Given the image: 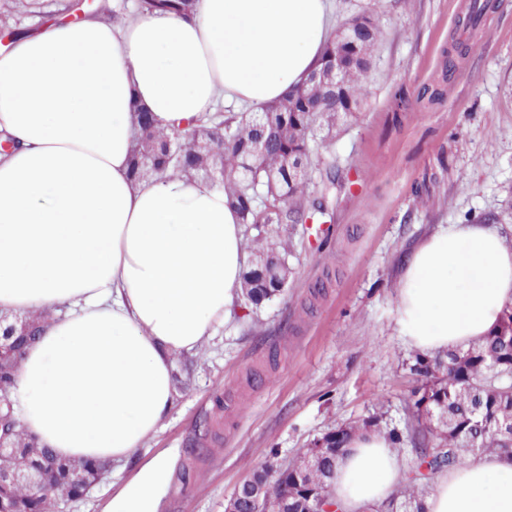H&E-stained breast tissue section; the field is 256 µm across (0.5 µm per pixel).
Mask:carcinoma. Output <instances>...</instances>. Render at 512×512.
Masks as SVG:
<instances>
[{
  "mask_svg": "<svg viewBox=\"0 0 512 512\" xmlns=\"http://www.w3.org/2000/svg\"><path fill=\"white\" fill-rule=\"evenodd\" d=\"M32 2L29 14L46 24L79 16L111 21L118 15L137 17L154 11L187 16L195 0H135L131 7L126 0H94L90 5L85 0ZM377 37L374 26L355 31V47L347 52L348 78L337 86L308 80L276 102L248 107L229 119L215 112L185 132H168L150 113L138 112L131 155L134 178L203 180L224 191L244 229L257 231L252 239L255 259L242 275L241 296L251 308L279 295L288 283V247L279 238V226L304 224L327 214L322 203L311 200V144L324 130L359 111L365 95L363 77ZM408 369L416 387L406 400L404 428L384 426L381 415L374 413L359 425L338 426L315 440L306 450L318 460L315 471L294 462L273 476L258 467L247 483L273 482L287 489V512H322L329 504L324 493L337 459L355 436L381 432L392 445L409 442L415 449L416 463L408 469L399 500L409 512H426L423 480L483 452L512 450L511 305L480 340L434 357L418 353ZM12 434L16 448L0 458V471L44 467L54 484L68 489L71 499L79 498L78 489L68 483L71 471L99 467L90 460L60 458L49 448L37 447L21 431ZM0 497L21 504L25 512H47V494L26 485L0 489ZM238 499L239 512H263L244 485Z\"/></svg>",
  "mask_w": 512,
  "mask_h": 512,
  "instance_id": "1",
  "label": "carcinoma"
}]
</instances>
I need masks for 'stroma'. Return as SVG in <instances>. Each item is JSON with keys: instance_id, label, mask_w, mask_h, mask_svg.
Returning <instances> with one entry per match:
<instances>
[{"instance_id": "1", "label": "stroma", "mask_w": 512, "mask_h": 512, "mask_svg": "<svg viewBox=\"0 0 512 512\" xmlns=\"http://www.w3.org/2000/svg\"><path fill=\"white\" fill-rule=\"evenodd\" d=\"M471 0H334L336 25L381 32L359 112L314 152L338 168L329 231L290 224L286 290L237 306L215 336L173 358V404L135 454L107 462L66 512H110L148 461L173 467L159 512H224L262 464L287 467L332 428L381 410L399 423L414 351L396 324L408 243L435 224L483 217L512 240V0H496L467 55L445 65ZM436 101L419 99L422 88Z\"/></svg>"}]
</instances>
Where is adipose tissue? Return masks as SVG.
Wrapping results in <instances>:
<instances>
[{"instance_id":"obj_1","label":"adipose tissue","mask_w":512,"mask_h":512,"mask_svg":"<svg viewBox=\"0 0 512 512\" xmlns=\"http://www.w3.org/2000/svg\"><path fill=\"white\" fill-rule=\"evenodd\" d=\"M331 0H197L185 19L56 25L0 51V311L47 316L10 393L19 429L66 459L121 461L173 401L172 358L210 339L249 264L222 191L134 179L132 105L187 128L218 102L262 105L300 86L331 37ZM512 302V248L489 223L436 225L407 249L397 323L435 354L491 331ZM158 457L111 512H157ZM406 467L382 436L336 464L335 512H381ZM428 512H512V455L440 472Z\"/></svg>"}]
</instances>
